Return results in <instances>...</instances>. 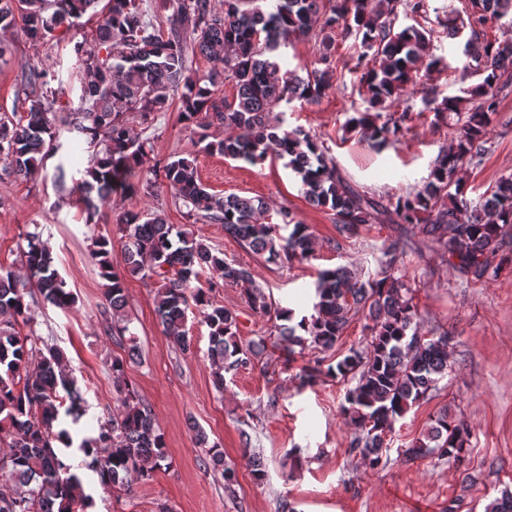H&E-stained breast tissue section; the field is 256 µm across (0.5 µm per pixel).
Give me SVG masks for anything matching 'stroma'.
<instances>
[{
  "mask_svg": "<svg viewBox=\"0 0 512 512\" xmlns=\"http://www.w3.org/2000/svg\"><path fill=\"white\" fill-rule=\"evenodd\" d=\"M96 26V21H84L78 30L61 28L40 41L28 39L18 27L0 30V42L9 48L0 58V114L20 111V70L27 63L53 75L54 87L62 91L61 114L78 111L83 70L75 45L82 32ZM464 44V38L449 39L445 28H437L430 52L450 68L407 88L400 104L410 107L414 116L393 146L378 152L346 133V120L364 104L351 74L341 67L319 102L283 105L284 126L312 135L348 184L390 202L422 187L437 158L455 143L454 127L435 123L433 113L424 111L422 98L431 87L440 95L455 96L479 83L478 75L462 71ZM180 106L175 95L167 111L144 120L130 115L134 135L150 146L151 163L196 155L198 177L210 192L262 199L272 214L284 208L294 212L311 226L315 251L301 262H265L225 234L223 225L189 217L167 188L154 195L116 190L93 221H86L69 186L55 183L53 174L61 163L69 177L80 179L93 150L86 145L74 150L78 134L67 123H58L59 150L47 158L37 179L26 181L0 170V265L20 270L26 235L39 234L52 247L55 265L74 295L73 306L65 311L36 294L28 302L34 329L62 352L85 400L80 422L63 416L56 423L76 439L90 431L97 418L122 409L110 361L126 356L128 347L113 342L103 330L104 281L91 249L98 236L117 237V222L125 212H161L176 229L205 239L227 261L249 268L274 308L292 312L297 319L313 311L319 271L344 266L368 278L376 271L382 248L402 233L380 210L359 236L342 238L332 215L305 200L298 178L284 161L249 165L199 152L196 129L182 121ZM489 139L491 150L483 163L463 165L458 172L473 200L512 174V90L500 98ZM407 235L401 266L419 309L418 329L425 336L449 334L452 341L447 376L398 420L386 441L385 466L370 468L347 451L354 430L340 413L346 383L323 378L305 386L298 379L303 367L316 359L331 363L349 348L365 349L371 331L364 314L352 316L333 350L323 353L308 346L290 359L281 348L278 319L256 315L239 286L222 282L219 273H207V280L217 285L215 301L236 312L240 340L255 343L257 351L251 365L225 375L219 390L207 358L208 329L196 309L187 312L195 352L184 355L156 316V284L130 277L125 281L127 312L138 355L129 363L126 378L152 408L170 466L150 480L134 481L130 493L118 495L102 489L84 468L82 454L71 450L74 470L93 501L89 512H283L287 505L294 512H484L504 486H512V225L502 231L500 253L506 263L495 277L482 280L460 274L455 259L420 232ZM444 409L472 431L463 462L434 455L405 460L403 449ZM199 429L223 449L225 464L235 468L232 488H225L205 449L197 445ZM245 432L251 436L247 446L241 441ZM253 453L268 461L267 475L260 481L248 466Z\"/></svg>",
  "mask_w": 512,
  "mask_h": 512,
  "instance_id": "obj_1",
  "label": "stroma"
}]
</instances>
